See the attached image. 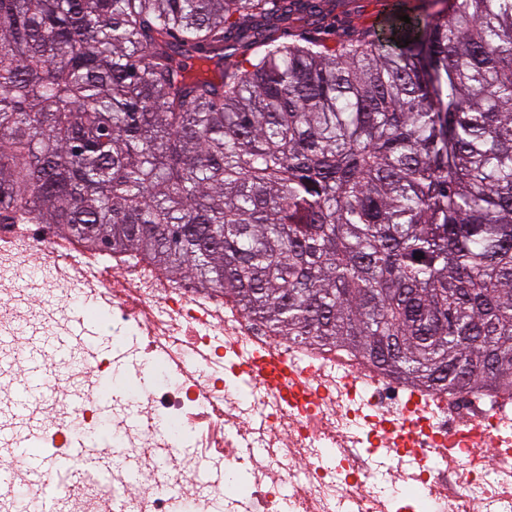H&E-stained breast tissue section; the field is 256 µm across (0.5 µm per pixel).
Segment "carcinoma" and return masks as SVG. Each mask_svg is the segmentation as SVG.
I'll list each match as a JSON object with an SVG mask.
<instances>
[{"mask_svg":"<svg viewBox=\"0 0 512 512\" xmlns=\"http://www.w3.org/2000/svg\"><path fill=\"white\" fill-rule=\"evenodd\" d=\"M344 2L0 0V224L431 392L512 385V0L282 41Z\"/></svg>","mask_w":512,"mask_h":512,"instance_id":"cac0c4a2","label":"carcinoma"}]
</instances>
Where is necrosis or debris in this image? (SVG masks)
<instances>
[{
	"label": "necrosis or debris",
	"mask_w": 512,
	"mask_h": 512,
	"mask_svg": "<svg viewBox=\"0 0 512 512\" xmlns=\"http://www.w3.org/2000/svg\"><path fill=\"white\" fill-rule=\"evenodd\" d=\"M111 327L124 388L112 400L111 478L64 496L78 512H512V393L430 394L342 346L275 335L223 293L147 262L102 259L41 224H0V363L17 333L59 336L75 290ZM77 411L100 418L84 375L104 362L68 353ZM149 366L140 386L131 370ZM193 448V456L182 453ZM332 456L334 467L322 464ZM387 459L389 491L378 487Z\"/></svg>",
	"instance_id": "4bbe7bcc"
}]
</instances>
